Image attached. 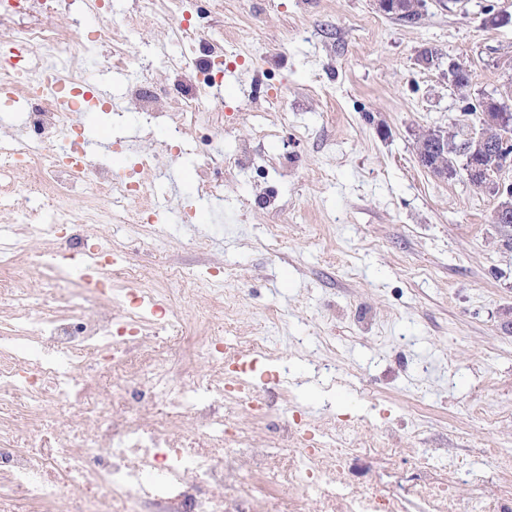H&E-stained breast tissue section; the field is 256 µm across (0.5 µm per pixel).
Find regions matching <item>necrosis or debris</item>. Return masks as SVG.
Returning <instances> with one entry per match:
<instances>
[{"label":"necrosis or debris","mask_w":512,"mask_h":512,"mask_svg":"<svg viewBox=\"0 0 512 512\" xmlns=\"http://www.w3.org/2000/svg\"><path fill=\"white\" fill-rule=\"evenodd\" d=\"M182 17L176 34L197 44L195 62L172 60L185 86L177 103L130 79L131 111L160 119L165 146L179 148L183 133L200 126L224 135V115L213 111L209 91L224 79V53L192 18V0H174ZM53 0H0V87L24 99L19 124L30 138L0 136V201L26 191L28 238L0 242V301L21 319L0 336V512H512V457L470 502L458 487L471 465L452 455L447 473L419 469L403 474L399 439L373 434L356 451L371 470L352 479L346 449L330 429L294 407L281 439L284 448H257L241 416L277 417L274 391L260 395L239 376L214 381L201 362L223 363L228 352L211 334L223 318V300L188 314L178 284L181 271L142 287H121L133 273L116 265L111 241H91L80 224L159 221L148 202V181L162 175L154 158L136 153L118 172L84 151V131L72 111L92 97L79 76L82 47L46 21ZM96 18L93 44L111 45L120 26L155 24L153 5L117 13L90 0ZM68 94L71 111L57 100ZM27 172L25 187L13 180ZM108 183L107 203L95 202ZM85 197L82 208L72 199ZM53 239L56 250L39 256L42 288L22 287L19 266L28 239ZM86 272L82 288L61 283L69 264Z\"/></svg>","instance_id":"4bbe7bcc"}]
</instances>
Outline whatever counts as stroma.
I'll list each match as a JSON object with an SVG mask.
<instances>
[{
    "instance_id": "obj_1",
    "label": "stroma",
    "mask_w": 512,
    "mask_h": 512,
    "mask_svg": "<svg viewBox=\"0 0 512 512\" xmlns=\"http://www.w3.org/2000/svg\"><path fill=\"white\" fill-rule=\"evenodd\" d=\"M196 9L236 65L210 102L224 111V202L197 190L205 131L187 133L175 156L145 119L98 111L113 164H127V145L156 155L184 185L171 211L192 219L88 232L111 238L143 277L192 271L183 288L202 306L201 279L220 271L228 302L214 335L237 344L274 316L258 387L292 381L295 404L347 447L386 426L412 447L455 449L473 466L458 493L472 498L496 454L512 455V243L492 222L497 195L462 175L434 177L415 142L428 127L476 124L467 104L512 83V0H428L412 23L375 0H198ZM159 11L154 26L116 34L158 87L169 58L193 53L173 35V10ZM500 14L508 22L488 25ZM426 48L438 55L429 68L416 61ZM109 54L87 49L86 75L118 103L129 74ZM248 56L262 78L251 97L236 83ZM452 59L470 71L461 92L447 81ZM281 91L290 109H268L264 94ZM247 148L287 161V177L239 167ZM325 364L334 375L316 374ZM359 417L366 427L350 429Z\"/></svg>"
}]
</instances>
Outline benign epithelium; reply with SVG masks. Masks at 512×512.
Segmentation results:
<instances>
[{"label": "benign epithelium", "mask_w": 512, "mask_h": 512, "mask_svg": "<svg viewBox=\"0 0 512 512\" xmlns=\"http://www.w3.org/2000/svg\"><path fill=\"white\" fill-rule=\"evenodd\" d=\"M448 82L457 90L468 87L469 71L458 63L448 65ZM509 114L506 112L484 111L479 113V129L457 139L454 131L444 128H429L421 131L416 139L418 157L428 159V170L438 178L446 179L453 175L454 166L448 164V154L456 156L473 155L493 148L498 144L499 150L512 146V135L505 132L504 122ZM508 157L502 156L500 164L489 169L473 166L467 171L471 185L481 190H491L499 195L500 201L495 214L497 219L506 221L512 218V185L503 186L495 179L507 165Z\"/></svg>", "instance_id": "obj_1"}]
</instances>
